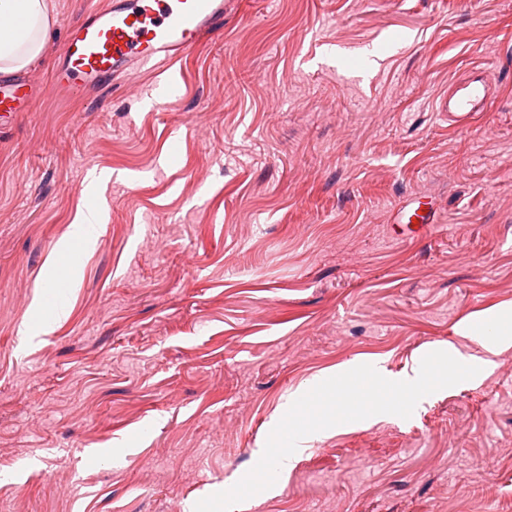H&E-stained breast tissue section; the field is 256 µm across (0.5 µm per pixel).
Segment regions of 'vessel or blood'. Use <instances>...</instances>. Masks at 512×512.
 Instances as JSON below:
<instances>
[{"label": "vessel or blood", "instance_id": "vessel-or-blood-1", "mask_svg": "<svg viewBox=\"0 0 512 512\" xmlns=\"http://www.w3.org/2000/svg\"><path fill=\"white\" fill-rule=\"evenodd\" d=\"M226 0H116L112 8L93 10L70 30L49 92L100 86L152 62L169 63L224 28ZM19 77H0V126L25 111L36 95ZM488 86L463 77L448 89L440 111L466 120L485 111ZM435 214L427 196L414 199L403 214L406 223L430 224Z\"/></svg>", "mask_w": 512, "mask_h": 512}]
</instances>
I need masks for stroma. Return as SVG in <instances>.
I'll list each match as a JSON object with an SVG mask.
<instances>
[{"label":"stroma","instance_id":"35a3bbf8","mask_svg":"<svg viewBox=\"0 0 512 512\" xmlns=\"http://www.w3.org/2000/svg\"><path fill=\"white\" fill-rule=\"evenodd\" d=\"M51 2L39 83L113 0ZM471 71L492 104L460 122L437 106ZM510 309L512 0H227L173 65L0 130V512H194L318 379L438 350L481 370L233 512H512V345L466 333ZM429 197L420 195L413 200V206L403 214L405 222L403 224H436L435 212L430 207Z\"/></svg>","mask_w":512,"mask_h":512}]
</instances>
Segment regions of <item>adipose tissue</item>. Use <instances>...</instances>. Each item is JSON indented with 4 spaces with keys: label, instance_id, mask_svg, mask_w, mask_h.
<instances>
[{
    "label": "adipose tissue",
    "instance_id": "1",
    "mask_svg": "<svg viewBox=\"0 0 512 512\" xmlns=\"http://www.w3.org/2000/svg\"><path fill=\"white\" fill-rule=\"evenodd\" d=\"M49 38L46 0H0V72L41 59Z\"/></svg>",
    "mask_w": 512,
    "mask_h": 512
}]
</instances>
